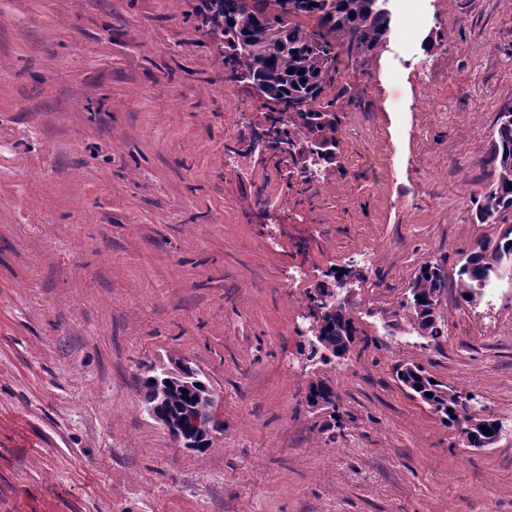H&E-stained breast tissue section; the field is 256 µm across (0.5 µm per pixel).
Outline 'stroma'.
<instances>
[{"label":"stroma","instance_id":"1","mask_svg":"<svg viewBox=\"0 0 512 512\" xmlns=\"http://www.w3.org/2000/svg\"><path fill=\"white\" fill-rule=\"evenodd\" d=\"M194 5L0 0V512H512V280L477 305L447 282L438 341L392 325L422 263L452 277L512 227L473 204L512 106V0H388L378 51L341 64L319 193L250 153L264 102ZM336 264L360 274L357 339L310 371L307 293ZM172 358L217 394L206 452L145 410L139 378ZM411 363L500 441L462 446L397 380ZM318 377L342 427L306 401Z\"/></svg>","mask_w":512,"mask_h":512}]
</instances>
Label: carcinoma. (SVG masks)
I'll return each instance as SVG.
<instances>
[{"label": "carcinoma", "instance_id": "1", "mask_svg": "<svg viewBox=\"0 0 512 512\" xmlns=\"http://www.w3.org/2000/svg\"><path fill=\"white\" fill-rule=\"evenodd\" d=\"M379 0H203L204 22L221 34L224 45L217 47L224 61V73L232 80H247L263 91L284 112L273 119L276 138L272 148L288 152L293 159L304 155L309 144L321 143L320 162L305 166L301 173L320 172L336 160L338 100L346 88L340 82V56L366 61L383 44L390 19ZM315 24H309V21ZM487 163L496 180L475 199L476 217L486 223L512 209V108L500 113L492 136ZM504 262L512 263V230L494 245L478 243L465 256L457 271L459 295L473 303ZM445 280L443 269L430 261L419 266L400 301L394 317L410 325L423 339L442 336L439 322L440 295ZM357 329L346 303L336 304L321 330V352L313 357L324 363L345 357L356 339ZM398 380L437 413L444 424L465 436L472 448H486L496 442L503 425L488 416L472 414L474 396L442 381L433 380L424 367L411 364L397 371ZM164 385L157 373L140 380L145 404L155 402L154 394ZM185 385L172 383L166 399L156 410L166 415H185L193 406L198 386L183 393ZM308 405L325 412L332 426L339 400L332 385L320 378L310 382ZM487 430H482V427ZM182 436L198 443L195 450L211 447L212 435L187 422Z\"/></svg>", "mask_w": 512, "mask_h": 512}]
</instances>
